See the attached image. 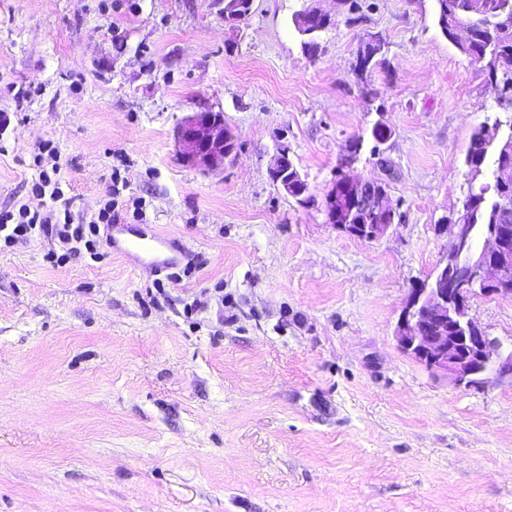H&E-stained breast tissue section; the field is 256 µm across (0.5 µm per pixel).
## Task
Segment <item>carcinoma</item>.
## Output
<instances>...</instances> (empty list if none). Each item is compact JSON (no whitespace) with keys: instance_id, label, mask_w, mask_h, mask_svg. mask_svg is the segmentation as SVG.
<instances>
[{"instance_id":"1","label":"carcinoma","mask_w":512,"mask_h":512,"mask_svg":"<svg viewBox=\"0 0 512 512\" xmlns=\"http://www.w3.org/2000/svg\"><path fill=\"white\" fill-rule=\"evenodd\" d=\"M476 0H437V23L442 33L454 38L453 24L464 20L471 27L469 44L464 55L484 64L488 80L512 82V39L503 40L501 27L512 26V0H482L483 9L473 12ZM489 143L480 127L472 135L465 164L473 178H478L489 158ZM512 197V181L498 185L479 183L470 186L465 201L471 203L474 224H512V207L500 205V197Z\"/></svg>"}]
</instances>
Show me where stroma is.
Instances as JSON below:
<instances>
[{
    "mask_svg": "<svg viewBox=\"0 0 512 512\" xmlns=\"http://www.w3.org/2000/svg\"><path fill=\"white\" fill-rule=\"evenodd\" d=\"M360 2L354 24L337 0H254L231 25L217 0H0V207L49 209L31 186L53 169L88 216L117 171L121 216L141 203L194 258L166 281L110 253L50 264L40 234L0 249V512H512V379L455 386L395 339L471 135L511 129L512 103L435 0ZM311 5L335 18L313 57L293 24ZM207 111L238 137L217 167L177 143ZM281 142L309 204L269 176ZM344 169L387 179L383 236L329 223ZM470 315L512 341L511 297Z\"/></svg>",
    "mask_w": 512,
    "mask_h": 512,
    "instance_id": "1",
    "label": "stroma"
}]
</instances>
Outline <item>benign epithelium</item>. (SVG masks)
<instances>
[{"label":"benign epithelium","mask_w":512,"mask_h":512,"mask_svg":"<svg viewBox=\"0 0 512 512\" xmlns=\"http://www.w3.org/2000/svg\"><path fill=\"white\" fill-rule=\"evenodd\" d=\"M295 20L318 32L333 23L330 14L314 6L304 8ZM177 140L185 160L208 166L233 159L238 147V138L221 112L195 113L178 128ZM289 158L288 145L280 144L270 177L305 205L308 183ZM323 206L329 223L365 240L381 237L394 221L387 184L346 173L325 195ZM467 219L463 207L451 220L446 256L411 290L395 338L403 352L428 369L447 375L456 385L474 387L490 378H512V344L488 336L469 314L471 300L479 295L512 297V225H488L471 249L475 225Z\"/></svg>","instance_id":"obj_1"}]
</instances>
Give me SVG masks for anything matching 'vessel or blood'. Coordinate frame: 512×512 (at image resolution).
I'll list each match as a JSON object with an SVG mask.
<instances>
[{"label": "vessel or blood", "mask_w": 512, "mask_h": 512, "mask_svg": "<svg viewBox=\"0 0 512 512\" xmlns=\"http://www.w3.org/2000/svg\"><path fill=\"white\" fill-rule=\"evenodd\" d=\"M106 238L113 254L134 266L148 265L160 272L181 266L187 258L173 238L150 224H112Z\"/></svg>", "instance_id": "b4317fda"}]
</instances>
